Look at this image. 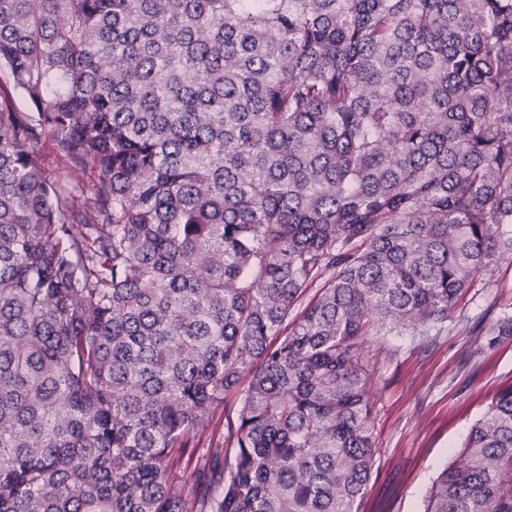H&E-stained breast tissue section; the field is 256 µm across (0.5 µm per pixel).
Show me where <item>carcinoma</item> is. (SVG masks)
<instances>
[{
  "mask_svg": "<svg viewBox=\"0 0 512 512\" xmlns=\"http://www.w3.org/2000/svg\"><path fill=\"white\" fill-rule=\"evenodd\" d=\"M503 259L512 0H0V512H356L369 343ZM425 512H512V384ZM224 405L217 407L211 419L200 437L201 448H217L224 444V434L226 432Z\"/></svg>",
  "mask_w": 512,
  "mask_h": 512,
  "instance_id": "1",
  "label": "carcinoma"
}]
</instances>
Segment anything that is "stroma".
Masks as SVG:
<instances>
[{
    "instance_id": "obj_1",
    "label": "stroma",
    "mask_w": 512,
    "mask_h": 512,
    "mask_svg": "<svg viewBox=\"0 0 512 512\" xmlns=\"http://www.w3.org/2000/svg\"><path fill=\"white\" fill-rule=\"evenodd\" d=\"M512 314V261L478 275L440 332L387 336L370 345L378 453L359 512H423L424 497L483 414L512 384V335H475Z\"/></svg>"
}]
</instances>
